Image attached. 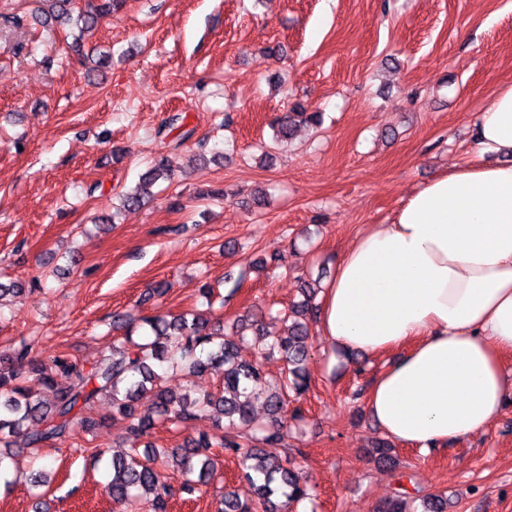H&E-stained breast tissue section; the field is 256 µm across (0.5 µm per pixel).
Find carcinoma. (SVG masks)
<instances>
[{
	"instance_id": "cac0c4a2",
	"label": "carcinoma",
	"mask_w": 512,
	"mask_h": 512,
	"mask_svg": "<svg viewBox=\"0 0 512 512\" xmlns=\"http://www.w3.org/2000/svg\"><path fill=\"white\" fill-rule=\"evenodd\" d=\"M112 2L93 0L87 9L76 12L73 0H41L49 8L47 20L72 23L81 32L96 28L102 16L112 10ZM320 123L321 113L307 112L296 103L275 122L274 142L279 145L291 140L300 124ZM172 172L171 157L160 154L139 183L123 195V207L144 206L153 197L156 182L170 178ZM300 290L303 300L289 309L285 316L288 330L279 336L264 332L265 313L257 308L241 316L232 332L204 313L144 317L139 327H127L124 340L112 344V350L88 371L60 356L45 363L31 357L27 345L19 346L8 356L11 366L0 367V445L37 450L77 431L88 432L98 422L83 412L105 394L112 400L113 415L126 421L128 438L134 445L130 453L110 462L112 478L104 492L114 503L140 495L147 499L150 512H167L171 486L165 471L169 467L181 472L187 493L210 482L215 477L207 454L212 443L204 434L187 439L183 448L143 453L135 448L160 424L192 430L208 422L224 430L220 447L239 459V483L259 499L264 512H290L291 506L309 498L310 492L301 483L288 451L270 455L262 446H280L288 419H302L300 408L288 410L289 397H300L309 389L307 363L311 343L307 319L315 316L318 308L313 304V287L303 281ZM138 328L143 337L140 342L132 338ZM248 330L260 353L276 352L285 360L287 376L282 388L266 389V373L260 362L239 360L237 347L246 340ZM210 366L224 370L222 391L218 393L180 398L164 386V378L171 370L195 373ZM59 372L69 377L68 385L56 386ZM31 376L53 391L51 401L27 385ZM259 400L268 411L264 424L254 414V404ZM373 454L386 467L399 465L393 445L385 439L375 442ZM420 499L423 512H445L447 508V500L441 494L424 493ZM224 512H252L251 499L237 490L226 492Z\"/></svg>"
}]
</instances>
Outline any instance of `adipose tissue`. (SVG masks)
Wrapping results in <instances>:
<instances>
[{
    "label": "adipose tissue",
    "mask_w": 512,
    "mask_h": 512,
    "mask_svg": "<svg viewBox=\"0 0 512 512\" xmlns=\"http://www.w3.org/2000/svg\"><path fill=\"white\" fill-rule=\"evenodd\" d=\"M477 166L414 191L361 230L323 291L336 348L401 356L365 407L384 435L426 450L481 433L512 406V84L473 121Z\"/></svg>",
    "instance_id": "ef3b65f1"
}]
</instances>
